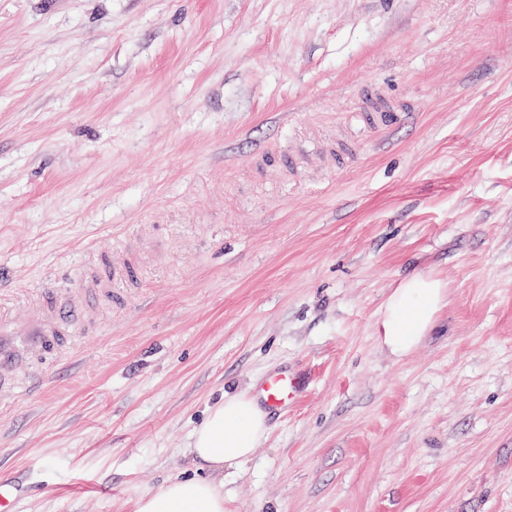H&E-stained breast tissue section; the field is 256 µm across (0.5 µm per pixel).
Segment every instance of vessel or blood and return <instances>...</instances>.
I'll return each instance as SVG.
<instances>
[{"instance_id": "obj_1", "label": "vessel or blood", "mask_w": 512, "mask_h": 512, "mask_svg": "<svg viewBox=\"0 0 512 512\" xmlns=\"http://www.w3.org/2000/svg\"><path fill=\"white\" fill-rule=\"evenodd\" d=\"M111 280L81 281L66 294H38L25 308L23 316L0 314V392L11 391L16 384L17 366L26 352H42L62 356L63 337L71 321L85 317L89 303L86 289L110 294ZM300 380L289 374L268 378L262 389V399L271 408L287 405L300 393Z\"/></svg>"}]
</instances>
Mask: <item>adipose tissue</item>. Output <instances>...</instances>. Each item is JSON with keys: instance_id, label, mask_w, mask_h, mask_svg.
Returning <instances> with one entry per match:
<instances>
[{"instance_id": "ef3b65f1", "label": "adipose tissue", "mask_w": 512, "mask_h": 512, "mask_svg": "<svg viewBox=\"0 0 512 512\" xmlns=\"http://www.w3.org/2000/svg\"><path fill=\"white\" fill-rule=\"evenodd\" d=\"M444 303V285L430 274L409 276L390 295L381 320L382 341L397 356L411 353L433 327ZM270 432L268 413L242 391L211 408L192 434L189 454L212 478H176L161 490L143 494L136 512H224V468L249 459Z\"/></svg>"}]
</instances>
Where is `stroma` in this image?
Instances as JSON below:
<instances>
[{
    "label": "stroma",
    "mask_w": 512,
    "mask_h": 512,
    "mask_svg": "<svg viewBox=\"0 0 512 512\" xmlns=\"http://www.w3.org/2000/svg\"><path fill=\"white\" fill-rule=\"evenodd\" d=\"M123 261L0 395L16 512L206 477L194 429L284 372L225 512H512V0H0V309ZM444 285L428 273L409 276L390 295L381 320L383 344L396 356L411 353L433 327ZM300 380L289 374H276L268 378L262 389V399L269 408L283 407L301 392Z\"/></svg>",
    "instance_id": "1"
}]
</instances>
